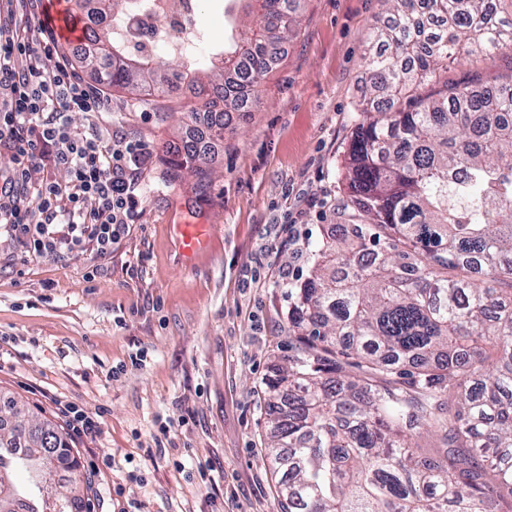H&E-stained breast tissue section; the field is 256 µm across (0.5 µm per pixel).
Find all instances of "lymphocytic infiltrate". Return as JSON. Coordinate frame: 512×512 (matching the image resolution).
I'll return each instance as SVG.
<instances>
[{"mask_svg":"<svg viewBox=\"0 0 512 512\" xmlns=\"http://www.w3.org/2000/svg\"><path fill=\"white\" fill-rule=\"evenodd\" d=\"M42 16L38 0H8L0 13V155L10 160L0 172V236L34 258L105 254L130 231L149 156L122 135L71 134V113L104 112L109 101L76 79Z\"/></svg>","mask_w":512,"mask_h":512,"instance_id":"f902f5d3","label":"lymphocytic infiltrate"}]
</instances>
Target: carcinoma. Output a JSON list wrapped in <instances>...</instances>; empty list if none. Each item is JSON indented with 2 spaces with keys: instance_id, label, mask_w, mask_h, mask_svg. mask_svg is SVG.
<instances>
[{
  "instance_id": "1",
  "label": "carcinoma",
  "mask_w": 512,
  "mask_h": 512,
  "mask_svg": "<svg viewBox=\"0 0 512 512\" xmlns=\"http://www.w3.org/2000/svg\"><path fill=\"white\" fill-rule=\"evenodd\" d=\"M126 0H93L97 29L74 63L159 120L183 107L164 57L112 38ZM255 25L224 51L191 55L198 105L224 137L298 24L300 0H258ZM393 24L368 59L373 99L350 140L346 224L325 230L308 277L288 289L295 355L266 378L281 512H499L512 487V80L448 84V57L512 46L500 0H386ZM206 193L194 142L167 159ZM356 359L358 373L336 366ZM412 379V393L377 384ZM442 434L436 457L408 431ZM20 466L32 488L14 482ZM67 436L0 392V512H89Z\"/></svg>"
}]
</instances>
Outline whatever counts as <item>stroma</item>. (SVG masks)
I'll use <instances>...</instances> for the list:
<instances>
[{"label": "stroma", "instance_id": "stroma-1", "mask_svg": "<svg viewBox=\"0 0 512 512\" xmlns=\"http://www.w3.org/2000/svg\"><path fill=\"white\" fill-rule=\"evenodd\" d=\"M253 0H203L197 19L222 48L248 30ZM388 22L385 0H303L295 36L259 80L246 121L224 131L212 183L167 176L166 151L198 116L159 121L115 92L103 113L76 112L90 127L139 140L143 201L111 253L51 261L0 242V390L71 433L91 512H280L264 449L271 416L264 381L288 342V288L269 271L305 279L345 199L344 156L369 88L366 58ZM512 71V47L448 65V79L491 80ZM177 224H203L204 249L179 254ZM146 360L132 365L136 354ZM78 405L103 424L75 435L61 409ZM191 416L165 454L145 447L159 423ZM110 466H102L103 453ZM205 464L197 487L171 466Z\"/></svg>", "mask_w": 512, "mask_h": 512}]
</instances>
